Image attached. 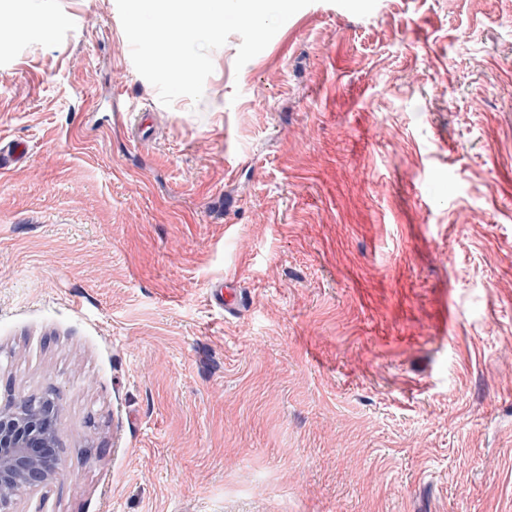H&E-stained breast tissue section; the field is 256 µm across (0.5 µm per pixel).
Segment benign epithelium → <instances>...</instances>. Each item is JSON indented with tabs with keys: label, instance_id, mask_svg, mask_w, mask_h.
Here are the masks:
<instances>
[{
	"label": "benign epithelium",
	"instance_id": "1",
	"mask_svg": "<svg viewBox=\"0 0 512 512\" xmlns=\"http://www.w3.org/2000/svg\"><path fill=\"white\" fill-rule=\"evenodd\" d=\"M58 408L48 395L0 406V512H12L15 492L32 473L41 481L61 472Z\"/></svg>",
	"mask_w": 512,
	"mask_h": 512
}]
</instances>
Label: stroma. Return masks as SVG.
I'll return each mask as SVG.
<instances>
[{
  "mask_svg": "<svg viewBox=\"0 0 512 512\" xmlns=\"http://www.w3.org/2000/svg\"><path fill=\"white\" fill-rule=\"evenodd\" d=\"M45 3L0 8V404L63 468L15 512H512V0H314L169 107L116 0ZM18 19V26L21 32L37 37L46 33L52 27L60 25L63 18L53 15L47 11L43 12H22L15 15ZM29 155V146L24 141L9 143L2 147L0 144V168H12L23 162ZM208 302L212 307L234 313L236 311L237 295L233 283L221 281L218 286L211 288Z\"/></svg>",
  "mask_w": 512,
  "mask_h": 512,
  "instance_id": "obj_1",
  "label": "stroma"
}]
</instances>
